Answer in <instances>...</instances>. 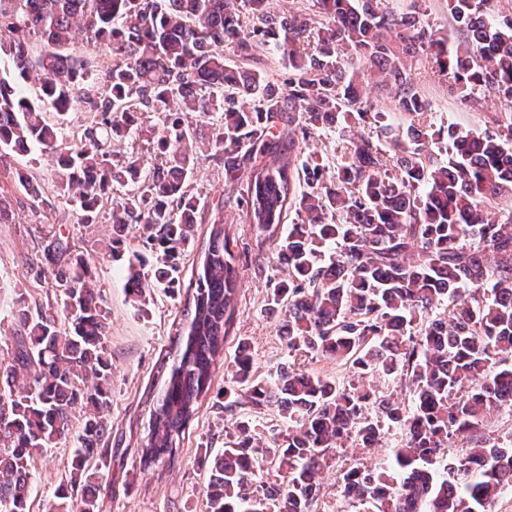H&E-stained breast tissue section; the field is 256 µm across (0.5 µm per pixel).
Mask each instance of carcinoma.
I'll return each instance as SVG.
<instances>
[{"label": "carcinoma", "mask_w": 512, "mask_h": 512, "mask_svg": "<svg viewBox=\"0 0 512 512\" xmlns=\"http://www.w3.org/2000/svg\"><path fill=\"white\" fill-rule=\"evenodd\" d=\"M492 0H448L455 34L439 37L411 14L383 0H287L276 13L266 0H0V156L37 148L53 157L55 176L80 224H91L113 187L126 188L112 215V248L137 225L156 254L128 260L125 288L136 303L158 281L180 286L179 260L194 244V225L208 216L207 248L191 268L184 327L161 362V385L150 409L144 467L175 458L178 440L211 389L217 357L232 323L239 288L236 257L224 232L221 204L210 212L189 193L197 160L196 130L183 114L214 117L208 149L235 181L246 175L245 220L262 233L281 224L276 264L289 278L271 283L267 311L279 314L290 360L276 374L254 367L246 345L232 364L234 387L224 408L242 400L275 403L288 434L272 451L283 471L267 483L264 453L250 424L213 459L202 497L206 512H313L323 463L344 440L380 441L375 404L402 430L392 473L353 467L343 494L367 512H494L512 484V443L484 438L487 416L512 401V215L494 213L512 192V112L498 129L475 135L456 127L431 131L429 102L412 78L422 60L453 80L464 103L482 92L512 102V17ZM82 27L112 68L70 52ZM43 48L34 52L32 40ZM288 61L283 81L259 71V50ZM395 93L405 126L386 122L364 92L361 71ZM34 80L31 95L21 82ZM91 115L72 140L45 114L74 106ZM152 112L159 126L138 124ZM374 125L385 137L358 133L329 165L306 152L320 129L338 122ZM293 125L297 138L272 130ZM130 134L154 144L147 166L132 153L114 160L112 141ZM445 138L451 153L432 154ZM10 180L32 199L36 178L15 169ZM333 247L330 262L322 253ZM54 234L43 256L67 322L17 299L18 324L0 366V512H29L34 459L67 439L72 409H85L70 477L54 492L52 512H98L93 458L112 453L104 414L112 393L105 349L110 312L82 258ZM424 328L406 341L414 321ZM320 357L360 377L374 371L403 381L407 401L345 387L305 368ZM439 476L436 457L448 441Z\"/></svg>", "instance_id": "cac0c4a2"}]
</instances>
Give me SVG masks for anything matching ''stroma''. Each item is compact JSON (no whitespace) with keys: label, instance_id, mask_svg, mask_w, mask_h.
I'll return each mask as SVG.
<instances>
[{"label":"stroma","instance_id":"stroma-1","mask_svg":"<svg viewBox=\"0 0 512 512\" xmlns=\"http://www.w3.org/2000/svg\"><path fill=\"white\" fill-rule=\"evenodd\" d=\"M386 5L398 13L418 12L438 35L455 30L448 0H387ZM413 77L417 89L432 106L428 121L433 128L453 125L466 131L491 130L508 109L506 102L493 94L470 105L461 103L447 77L435 76L429 68H415ZM26 165L41 185L44 202L34 204L16 189L7 192L15 221L0 224V321L10 322L16 314L18 290H25L31 301L43 303L53 297L52 280L37 277L36 263L48 237L59 232L69 234L73 255L86 258L92 283L111 312L106 346L112 358V398L106 419L112 455L97 481L100 512H204L201 487L206 478L205 463L229 441L234 419L252 422L268 437L287 431L279 408L273 404L245 406L235 418L224 411V390L231 385L228 366L239 345L248 346L256 366L264 373L276 370L288 357L277 318L263 310L269 276L275 274L284 279L288 272L276 269L272 241L259 236L242 216L239 199L243 181L225 180L223 165L204 156L189 181L190 193L201 201L224 205V229L238 257L241 290L223 355L215 366L212 388L185 434L178 457L173 462L145 468L139 456L148 433L149 400L159 388L157 366L171 350L187 300L186 291L155 286L146 293L145 310H138L124 287V275L132 254H140L145 264H154L151 249L132 231L120 251H111L110 210H101L93 224L78 226L67 200L56 191L50 156L33 151ZM81 431V419H74L68 440L38 456V482L32 491L30 512H49L58 483L69 473ZM382 433L383 440L377 446L362 448L348 441L333 450L323 467L317 512H336L340 507L345 512H365L359 502L342 495L338 479L353 466L371 470L388 466L401 434L392 427L383 428Z\"/></svg>","mask_w":512,"mask_h":512}]
</instances>
